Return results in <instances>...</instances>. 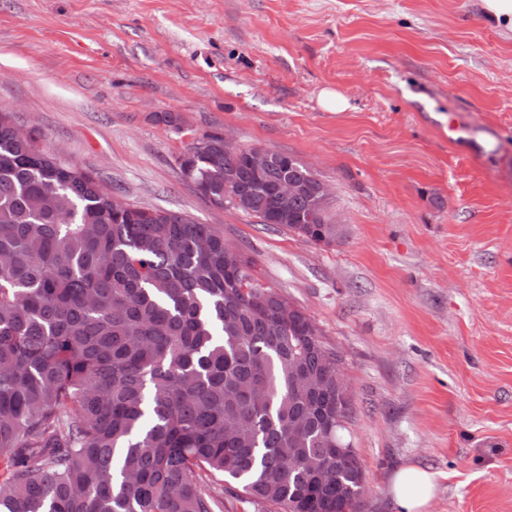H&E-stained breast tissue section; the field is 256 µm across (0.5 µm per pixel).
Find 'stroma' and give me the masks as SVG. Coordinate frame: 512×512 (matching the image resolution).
I'll return each mask as SVG.
<instances>
[{
    "mask_svg": "<svg viewBox=\"0 0 512 512\" xmlns=\"http://www.w3.org/2000/svg\"><path fill=\"white\" fill-rule=\"evenodd\" d=\"M0 111L129 203L223 230L315 320L358 512H395L407 464L436 476L428 512H512V37L480 0H0ZM224 131L311 165L336 243L201 197L176 159Z\"/></svg>",
    "mask_w": 512,
    "mask_h": 512,
    "instance_id": "1",
    "label": "stroma"
}]
</instances>
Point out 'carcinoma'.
<instances>
[{"instance_id":"1","label":"carcinoma","mask_w":512,"mask_h":512,"mask_svg":"<svg viewBox=\"0 0 512 512\" xmlns=\"http://www.w3.org/2000/svg\"><path fill=\"white\" fill-rule=\"evenodd\" d=\"M0 112V512H214L206 478L272 512H358L365 473L325 367L336 350L224 233L121 209ZM179 167L204 198L315 243L319 178L219 132ZM309 186L288 212L275 190ZM323 379L298 391L296 365ZM330 471L320 483L315 472Z\"/></svg>"}]
</instances>
